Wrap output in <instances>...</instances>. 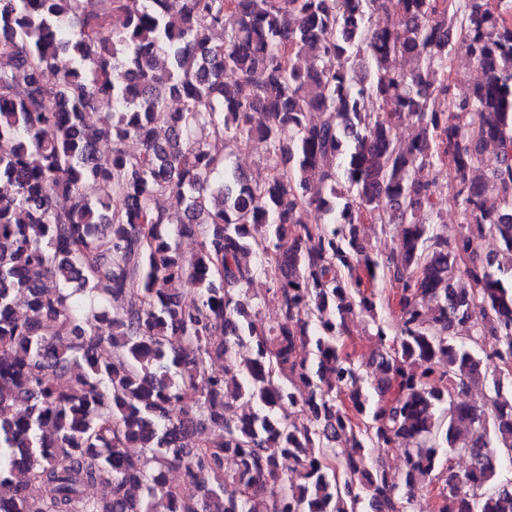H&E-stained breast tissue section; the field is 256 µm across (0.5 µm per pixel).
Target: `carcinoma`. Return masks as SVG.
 Listing matches in <instances>:
<instances>
[{
	"label": "carcinoma",
	"instance_id": "carcinoma-1",
	"mask_svg": "<svg viewBox=\"0 0 512 512\" xmlns=\"http://www.w3.org/2000/svg\"><path fill=\"white\" fill-rule=\"evenodd\" d=\"M1 49L0 512H411L432 483L434 512H512V0H0ZM459 51L482 82L450 79ZM208 136L264 144L265 175ZM365 237L375 252L387 253L394 247L396 240L395 226H390L386 232H382L379 227L366 223ZM353 333L349 338L350 351L354 354L355 359L361 362H368L367 357L374 355L379 345L373 336H367L362 328L355 323Z\"/></svg>",
	"mask_w": 512,
	"mask_h": 512
}]
</instances>
